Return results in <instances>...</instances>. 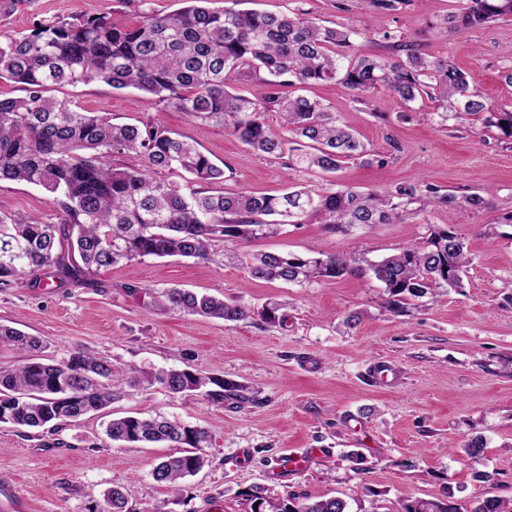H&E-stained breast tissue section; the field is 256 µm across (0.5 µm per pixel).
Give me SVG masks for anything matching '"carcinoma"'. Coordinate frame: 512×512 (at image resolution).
Wrapping results in <instances>:
<instances>
[{
  "label": "carcinoma",
  "mask_w": 512,
  "mask_h": 512,
  "mask_svg": "<svg viewBox=\"0 0 512 512\" xmlns=\"http://www.w3.org/2000/svg\"><path fill=\"white\" fill-rule=\"evenodd\" d=\"M175 14H148L134 26L112 18L72 17L39 20L27 33L0 31V79L22 85L25 95L0 99V180L27 182L45 189L63 214L59 225L37 218L7 223L0 219V286L51 268L58 281L86 282L102 267L146 257L213 261L216 243L247 242L274 235L283 224H303L314 216L332 232L371 224H392L428 206H488L479 194L443 193L431 183L400 185L385 194L344 185L302 187L281 196L245 191L210 194L224 182V168L194 143L165 128L113 123L76 102L51 95L64 86L91 81L116 90L135 89L192 121L221 126L257 154L286 160L298 172L334 173L346 160L373 158L358 132L319 101L290 96L283 88L334 81L361 95L383 87L411 110L428 97L444 119L465 122L483 117L512 138V110H496L476 81L446 59L425 53L419 44L385 32L382 38L398 59L363 54L353 27L325 26L304 17L256 10L208 7L210 0H187ZM410 0H356L359 8L398 11ZM512 18V0H467L451 16L461 30ZM258 88L236 92L231 84L259 72ZM277 112L289 137L266 122ZM134 152L138 168L112 166V155ZM158 170L176 180L154 177ZM470 262L462 237L433 232L422 242L369 264L389 304L409 296L438 295L462 287ZM355 260L340 254L303 257L263 252L246 260L253 279L304 286L341 279L355 271ZM170 308L187 316L223 321L253 318L246 305L183 288L167 289ZM0 345L28 354L21 366L0 370V423L17 428L51 426L57 433L121 397L123 385L170 394L198 392L212 401L243 402L242 386L189 369L126 371L89 350L79 349L56 363L40 361L43 342L0 324ZM106 436L122 445L163 443L182 452L159 461L154 480L173 489L206 464L202 449L211 435L201 427L162 416L129 415L111 420ZM252 512H348L338 497L313 500L294 492L282 499L248 493ZM120 486L103 494L98 512H127ZM397 512H461L453 502L419 499ZM472 512H512V500L478 501Z\"/></svg>",
  "instance_id": "1"
}]
</instances>
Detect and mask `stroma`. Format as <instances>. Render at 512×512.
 I'll return each mask as SVG.
<instances>
[{"label": "stroma", "mask_w": 512, "mask_h": 512, "mask_svg": "<svg viewBox=\"0 0 512 512\" xmlns=\"http://www.w3.org/2000/svg\"><path fill=\"white\" fill-rule=\"evenodd\" d=\"M352 0H241L244 9L295 10L328 25L358 29L367 55L387 54L383 32L422 44L432 56L472 72L496 107L512 104V18L466 31L447 24L466 0H410L397 12L359 13ZM185 0H20L0 8V29L28 32L34 21L108 15L137 24L144 13L179 12ZM355 127L375 163L346 161L329 177L288 170L253 153L219 126L192 122L148 94L91 82L58 89L84 110L120 124L152 123L194 140L224 169L220 189L277 196L296 185L337 181L365 192L429 182L454 194L479 193L489 205L427 208L395 224L331 233L316 221L287 224L239 245L317 257L349 254L373 262L438 229L463 237L470 264L462 287L408 298L400 313L370 271L305 287L250 278L243 265L147 258L99 270L90 283L55 282L51 269L0 288V323L41 337L44 361L79 348L129 369L190 367L241 384L246 404L213 403L161 387L127 389L102 412L60 435L0 424V512L27 497L29 512H93L102 493L123 487L129 512H251L248 494L337 496L349 512H393L411 499L473 507L487 496L512 498V138L481 121L443 120L432 101L406 111L386 89L356 98L333 82L309 90ZM46 224L61 212L41 187L0 181V217ZM207 292L254 310L281 302L283 324L227 322L172 310L167 288ZM387 369L384 379L375 368ZM159 414L208 429L207 465L179 490L157 483L167 447L119 446L110 419ZM483 436L477 456L462 447ZM309 452L303 470L278 473L284 454Z\"/></svg>", "instance_id": "1"}]
</instances>
